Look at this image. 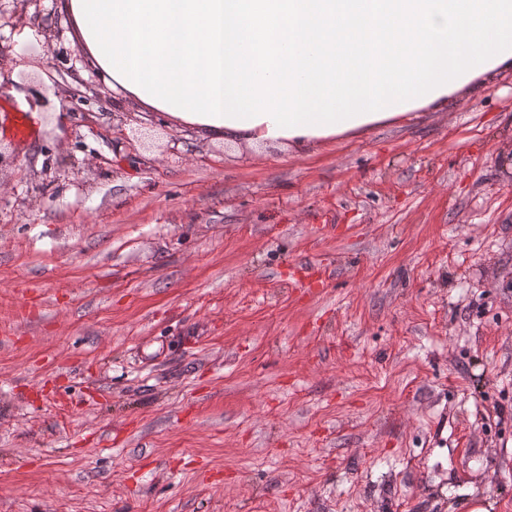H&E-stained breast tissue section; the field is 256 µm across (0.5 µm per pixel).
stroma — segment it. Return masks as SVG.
Masks as SVG:
<instances>
[{
  "instance_id": "35a3bbf8",
  "label": "stroma",
  "mask_w": 512,
  "mask_h": 512,
  "mask_svg": "<svg viewBox=\"0 0 512 512\" xmlns=\"http://www.w3.org/2000/svg\"><path fill=\"white\" fill-rule=\"evenodd\" d=\"M69 32L0 0V512H512V70L250 148Z\"/></svg>"
}]
</instances>
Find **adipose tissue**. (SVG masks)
Segmentation results:
<instances>
[{
	"instance_id": "obj_1",
	"label": "adipose tissue",
	"mask_w": 512,
	"mask_h": 512,
	"mask_svg": "<svg viewBox=\"0 0 512 512\" xmlns=\"http://www.w3.org/2000/svg\"><path fill=\"white\" fill-rule=\"evenodd\" d=\"M118 96L215 142L315 146L512 67V0H64Z\"/></svg>"
}]
</instances>
